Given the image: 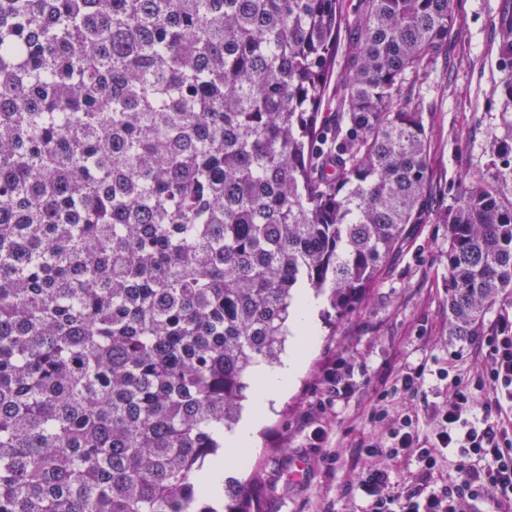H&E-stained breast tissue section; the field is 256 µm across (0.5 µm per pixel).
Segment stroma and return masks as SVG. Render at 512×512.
Instances as JSON below:
<instances>
[{
    "label": "stroma",
    "instance_id": "35a3bbf8",
    "mask_svg": "<svg viewBox=\"0 0 512 512\" xmlns=\"http://www.w3.org/2000/svg\"><path fill=\"white\" fill-rule=\"evenodd\" d=\"M452 7L458 34L446 57L409 78L431 130L436 207L448 203L461 175L503 168L493 142L512 137V102L503 96L512 83V59L501 53L503 36L512 30V0H453ZM447 249L446 225H408L355 312L338 324L330 303L322 304L315 317L319 347L261 426L260 453L234 472L249 486L255 512H362L365 503L351 484L368 462L355 448L373 436L369 413L402 369L425 365L424 385L416 397H394L388 408L418 412L421 433L432 430L423 409L446 395L440 374L449 353L462 352L461 372L473 369L470 340L448 334ZM335 361L347 369L349 389L327 408L324 368ZM319 425L328 435L317 448L310 433Z\"/></svg>",
    "mask_w": 512,
    "mask_h": 512
}]
</instances>
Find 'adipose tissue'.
<instances>
[{
    "label": "adipose tissue",
    "mask_w": 512,
    "mask_h": 512,
    "mask_svg": "<svg viewBox=\"0 0 512 512\" xmlns=\"http://www.w3.org/2000/svg\"><path fill=\"white\" fill-rule=\"evenodd\" d=\"M320 300L313 293H303L288 321L292 343L280 364L270 366L258 363L253 369L254 391L252 414L249 421L234 434L226 444L230 451L253 455L259 451L258 431L275 406L304 373L311 354L317 344L314 315Z\"/></svg>",
    "instance_id": "ef3b65f1"
}]
</instances>
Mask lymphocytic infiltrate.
I'll use <instances>...</instances> for the list:
<instances>
[{
  "mask_svg": "<svg viewBox=\"0 0 512 512\" xmlns=\"http://www.w3.org/2000/svg\"><path fill=\"white\" fill-rule=\"evenodd\" d=\"M475 371L453 375L442 403L430 406L433 431L421 435L414 413L391 415L390 397L417 395L424 368L401 372L392 388L381 391L369 415L377 436L358 445L361 456L381 458L359 483L366 512H475L477 503L494 502L500 512H512V317L499 316L474 352ZM455 453L459 481L436 480L442 460ZM402 455L414 457L416 474L393 485L386 463ZM486 460L481 469L469 459Z\"/></svg>",
  "mask_w": 512,
  "mask_h": 512,
  "instance_id": "lymphocytic-infiltrate-1",
  "label": "lymphocytic infiltrate"
}]
</instances>
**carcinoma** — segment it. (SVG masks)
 <instances>
[{
	"instance_id": "cac0c4a2",
	"label": "carcinoma",
	"mask_w": 512,
	"mask_h": 512,
	"mask_svg": "<svg viewBox=\"0 0 512 512\" xmlns=\"http://www.w3.org/2000/svg\"><path fill=\"white\" fill-rule=\"evenodd\" d=\"M456 33L452 0H0V512H252L203 484L216 429L300 289L348 316L409 224L448 226V335H483L512 166L431 208L405 91Z\"/></svg>"
}]
</instances>
